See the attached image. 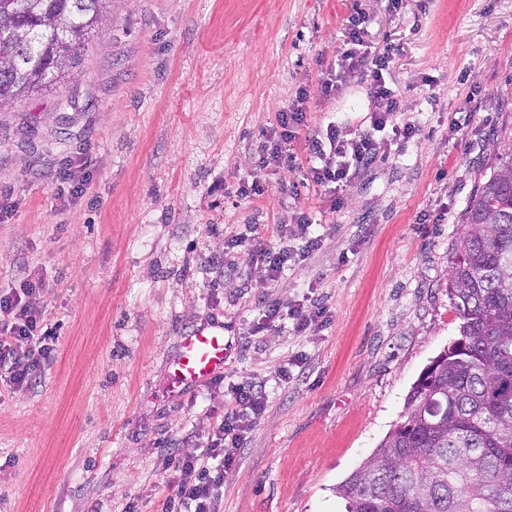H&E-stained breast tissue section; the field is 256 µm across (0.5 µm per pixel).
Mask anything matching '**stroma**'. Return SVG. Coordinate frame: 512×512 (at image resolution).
I'll list each match as a JSON object with an SVG mask.
<instances>
[{
  "label": "stroma",
  "mask_w": 512,
  "mask_h": 512,
  "mask_svg": "<svg viewBox=\"0 0 512 512\" xmlns=\"http://www.w3.org/2000/svg\"><path fill=\"white\" fill-rule=\"evenodd\" d=\"M366 52L391 47L388 85L416 122L344 187L240 181L298 88L310 129L365 126V84L324 97L348 18ZM512 136V0H117L64 79L0 110V286L41 277L53 360L0 383V512H159L175 458L198 454L208 405L265 386L268 403L219 512H345L336 488L400 421L421 371L459 335L448 290L462 211ZM85 184L61 192L62 174ZM319 211L322 247L268 285L219 277L225 241L256 242L257 213ZM307 298L326 321L259 332L262 301ZM218 320L224 384L172 399L182 332ZM288 381H281L282 370Z\"/></svg>",
  "instance_id": "1"
}]
</instances>
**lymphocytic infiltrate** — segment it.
Segmentation results:
<instances>
[{"instance_id":"obj_1","label":"lymphocytic infiltrate","mask_w":512,"mask_h":512,"mask_svg":"<svg viewBox=\"0 0 512 512\" xmlns=\"http://www.w3.org/2000/svg\"><path fill=\"white\" fill-rule=\"evenodd\" d=\"M357 36H350L339 49V70L323 72L319 84L323 96L335 93L342 73L363 72L366 88L376 109L369 125L347 133L335 123L324 132L301 136L306 124V90H298L281 109L275 128L265 135L259 166H274L301 172L305 185L343 187L358 177L384 149L388 136L413 138L415 122L394 123L399 102L388 86L389 51H361ZM314 219L305 210L292 223L276 222L269 240L259 241L249 252L250 262L262 265L267 281H277L290 263H300L322 246L312 229ZM42 282L29 278L0 291V379L13 389L31 385L56 350L57 328L49 323L40 304ZM264 391L251 386L234 390V405L211 409L212 436L202 455H187L175 464L176 493L166 498L161 512H217L224 474L237 462L247 434L264 412Z\"/></svg>"}]
</instances>
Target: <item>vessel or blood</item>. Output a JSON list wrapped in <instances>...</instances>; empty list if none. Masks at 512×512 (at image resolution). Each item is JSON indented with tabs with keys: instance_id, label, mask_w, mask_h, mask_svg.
I'll return each instance as SVG.
<instances>
[{
	"instance_id": "b4317fda",
	"label": "vessel or blood",
	"mask_w": 512,
	"mask_h": 512,
	"mask_svg": "<svg viewBox=\"0 0 512 512\" xmlns=\"http://www.w3.org/2000/svg\"><path fill=\"white\" fill-rule=\"evenodd\" d=\"M229 348L221 323L186 330L171 361L170 391L180 394L195 390L222 375Z\"/></svg>"
}]
</instances>
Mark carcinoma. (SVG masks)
Wrapping results in <instances>:
<instances>
[{
	"instance_id": "cac0c4a2",
	"label": "carcinoma",
	"mask_w": 512,
	"mask_h": 512,
	"mask_svg": "<svg viewBox=\"0 0 512 512\" xmlns=\"http://www.w3.org/2000/svg\"><path fill=\"white\" fill-rule=\"evenodd\" d=\"M114 2L0 0V105L62 78ZM462 223L448 279L459 337L336 487L347 512H512V143Z\"/></svg>"
}]
</instances>
